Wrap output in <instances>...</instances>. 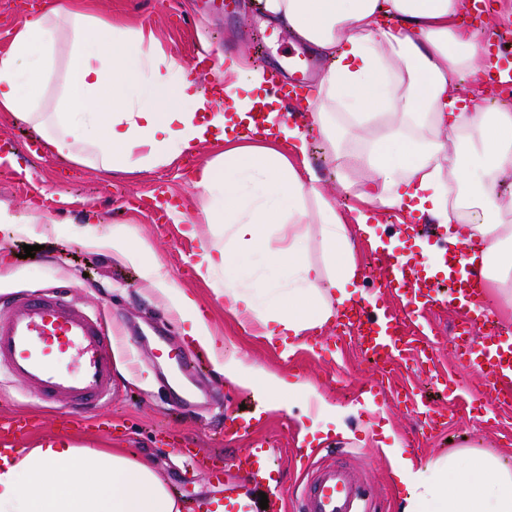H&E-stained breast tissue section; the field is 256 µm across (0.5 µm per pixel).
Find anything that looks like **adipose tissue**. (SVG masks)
Listing matches in <instances>:
<instances>
[{
	"mask_svg": "<svg viewBox=\"0 0 512 512\" xmlns=\"http://www.w3.org/2000/svg\"><path fill=\"white\" fill-rule=\"evenodd\" d=\"M267 18L328 60L302 123L270 110L253 137L258 97H240L267 82L264 69L243 70L218 56L223 100L205 97L190 72L158 43L152 30L117 25L79 0H53L20 18L0 52V113L32 125L55 157L102 174L147 171L171 164L204 143L218 151L197 170L199 210L176 213L197 242L194 271L224 278V305L240 326L267 343L295 339L334 323L356 297L360 267L351 232L378 241L380 210L418 215L439 225L449 246L477 239L470 270L484 284L485 309L512 319V106L484 110L479 94L461 96L458 82L483 72L492 32L465 27L469 0H259ZM68 45L62 92L42 99L60 43ZM318 130L341 160L344 191L360 205L352 218L336 209L306 160L308 130ZM466 133L476 145L461 155ZM366 175L369 190L358 188ZM463 194L449 201L448 186ZM224 227L223 240L202 232ZM82 233L95 248L129 263L153 260L150 243L130 224L110 237ZM318 242L321 259L309 257ZM253 259L247 270L238 258ZM188 326L187 334L230 382L289 410L296 395H316L306 380L226 356L194 298L175 285L162 290ZM382 450L406 496L402 512H512V468L488 450L465 449L420 465L401 440ZM0 512H182L153 467L126 449L80 447L56 437L32 448L0 447Z\"/></svg>",
	"mask_w": 512,
	"mask_h": 512,
	"instance_id": "1",
	"label": "adipose tissue"
}]
</instances>
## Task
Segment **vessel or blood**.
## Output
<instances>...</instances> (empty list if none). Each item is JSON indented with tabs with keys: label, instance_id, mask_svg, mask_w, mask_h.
I'll use <instances>...</instances> for the list:
<instances>
[{
	"label": "vessel or blood",
	"instance_id": "1",
	"mask_svg": "<svg viewBox=\"0 0 512 512\" xmlns=\"http://www.w3.org/2000/svg\"><path fill=\"white\" fill-rule=\"evenodd\" d=\"M314 66L313 59L304 57L294 61L288 81L272 74L274 93L287 103L299 101ZM484 76L512 92V65L504 59H497ZM477 247L472 241L445 256L450 282L445 290L436 279L421 276L417 264L403 253H380L381 286L403 300V310L392 312L361 299L344 308L339 329H353L351 342L358 354L389 375L400 368L405 352L424 351L432 345L425 335L405 342L401 327H413L423 313L437 309L464 311L451 336L457 357L480 377L478 385L468 387L469 399L490 404L512 399V342H497L492 315L481 307L474 281L461 273L463 260ZM113 345L100 309L75 302L68 289L25 291L0 304V372L35 389L59 411L63 423L76 417L95 418L98 407L111 398ZM153 355L182 372L191 367L184 350L163 337L155 342ZM221 433L228 443L250 438L248 450L236 458L235 466L247 476L264 477L272 452L269 442L257 436L255 424L228 415ZM224 512H248L242 486L225 483ZM299 512H374V508L350 470L329 464L307 471Z\"/></svg>",
	"mask_w": 512,
	"mask_h": 512
}]
</instances>
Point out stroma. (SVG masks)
<instances>
[{
    "mask_svg": "<svg viewBox=\"0 0 512 512\" xmlns=\"http://www.w3.org/2000/svg\"><path fill=\"white\" fill-rule=\"evenodd\" d=\"M92 11L107 20L151 28L161 46L186 64L202 49L256 64L251 39L260 35L267 63L285 67L297 44L286 29L268 22L257 0H241L220 16L211 15L204 0H93ZM307 158L337 207L344 210L352 205V198L341 188L340 163L325 153L318 132L308 135ZM192 180L180 160L140 174L117 173L109 180L87 166L63 170L50 152L29 162L19 158L14 166L0 168V201L17 214L36 206L47 215L46 222L32 231L21 224L0 227V296L66 285L78 300L102 307L106 323L119 335L113 349L112 399L102 409L104 422L74 424L70 440L79 446L124 448L149 460L182 502L184 512H196L198 503L223 496L227 479L244 482L252 512H289L301 487L304 466L310 461L358 465L362 482L376 493L377 512H399L405 490L396 481L380 443L384 429L399 437L409 433L414 418L404 405L392 400L390 388L404 380L424 402L444 404L447 396L429 383L424 365L407 366L393 377L382 376L350 344L337 342L336 331L330 327L296 339L289 355L283 354L281 346L243 332L225 312L212 285L197 279L192 271L196 242L188 236L187 224L151 221L149 207L156 201L173 198L192 206ZM81 224L93 225L102 235L110 234L116 224L135 225L152 245L167 280L194 296L227 354L273 369L289 382L312 380L330 403L347 409L345 431L312 442L309 430L316 413L305 400L290 414L261 411L257 394L225 381L206 351L185 336L184 323L145 268L116 260L111 250L88 246L72 232ZM27 245L36 247L35 256L23 257ZM141 336L167 337L199 358L204 380L221 386L222 398L200 393L198 408L180 417L171 415L167 405L176 393L160 383L169 366L146 360L134 344ZM242 410L260 414V432L272 445L271 482L245 481L234 461L247 449V441L228 445L219 433L224 417ZM11 414L35 424L31 433L17 440V447H34L56 433L54 411L42 408L25 387L0 380V416ZM184 442L215 455L223 469L222 479L211 477L206 469L189 471L180 448ZM467 446L494 451L512 467V403L491 407L477 400L455 408L447 428L424 438L415 457L425 464ZM263 497L268 500L264 508L259 505Z\"/></svg>",
    "mask_w": 512,
    "mask_h": 512,
    "instance_id": "1",
    "label": "stroma"
}]
</instances>
